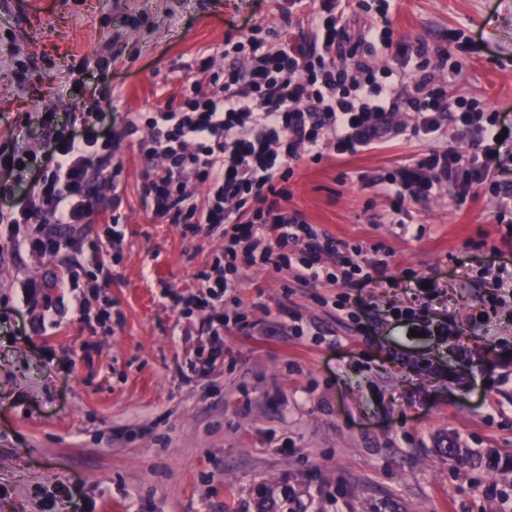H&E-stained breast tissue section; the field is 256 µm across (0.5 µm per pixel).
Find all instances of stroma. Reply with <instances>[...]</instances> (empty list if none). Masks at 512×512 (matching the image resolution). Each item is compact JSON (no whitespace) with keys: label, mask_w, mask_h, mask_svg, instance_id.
Wrapping results in <instances>:
<instances>
[{"label":"stroma","mask_w":512,"mask_h":512,"mask_svg":"<svg viewBox=\"0 0 512 512\" xmlns=\"http://www.w3.org/2000/svg\"><path fill=\"white\" fill-rule=\"evenodd\" d=\"M302 21L299 0H0V146L44 155L56 123L92 100L149 110L180 97L190 65L224 66L225 44ZM395 38L445 47L462 66L454 92L512 113V0H390ZM108 57L102 68L83 59ZM468 144L454 130L433 142L399 138L296 170L287 207L341 245L385 248L379 284L354 288L356 317L339 321L337 288L289 270L241 275L240 304L221 354L193 360L207 312L180 314L173 296L198 294V273L224 246L221 231L185 234L151 222L139 203L145 164L129 141L123 235L102 264L76 252L74 288L32 301L52 323L20 331L22 286L60 271L57 259H0V512H71L57 500L69 478L85 512H505L512 495V300L489 321L498 266H512L484 195L448 194L407 207L412 234L386 223L390 203L359 174L387 175L432 147ZM471 265L458 276L459 262ZM437 290L424 297L423 286ZM425 304L444 336L415 337L389 313ZM305 333L283 335L279 307ZM496 452V470L452 467L448 442ZM295 500H288L287 490Z\"/></svg>","instance_id":"1"}]
</instances>
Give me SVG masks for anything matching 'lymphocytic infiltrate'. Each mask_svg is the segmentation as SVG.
<instances>
[{
    "label": "lymphocytic infiltrate",
    "instance_id": "lymphocytic-infiltrate-1",
    "mask_svg": "<svg viewBox=\"0 0 512 512\" xmlns=\"http://www.w3.org/2000/svg\"><path fill=\"white\" fill-rule=\"evenodd\" d=\"M318 2L303 27L284 19L270 47L251 38L246 63L232 60L215 72L202 59L178 105L127 111L112 126L99 105L84 106L70 128L51 135L39 164L19 148L0 149V172L8 177L0 196L9 197L15 181L34 186L30 200L0 209V224L10 230L7 249L51 258L81 249L103 201L120 199L124 164L116 144L134 142L148 164L141 206L154 222L196 234L224 230L222 257L199 275L200 304L211 311L205 334L216 354L241 269L285 268L296 281L342 288L347 310L345 287L387 273V262L360 246L336 270L322 264V255L336 249L333 236L285 206L300 163L353 155L402 135L429 141L453 129L468 152L433 148L386 176L361 175L362 184L389 198L394 224H403L408 203L444 190L462 203L478 188L504 222L512 213L508 162L500 157V135L512 138L505 116L451 94L447 51L394 39L387 7L378 10L381 23L367 24L348 15L343 0ZM387 55L391 65L378 67ZM398 112L409 113V124L394 122Z\"/></svg>",
    "mask_w": 512,
    "mask_h": 512
}]
</instances>
